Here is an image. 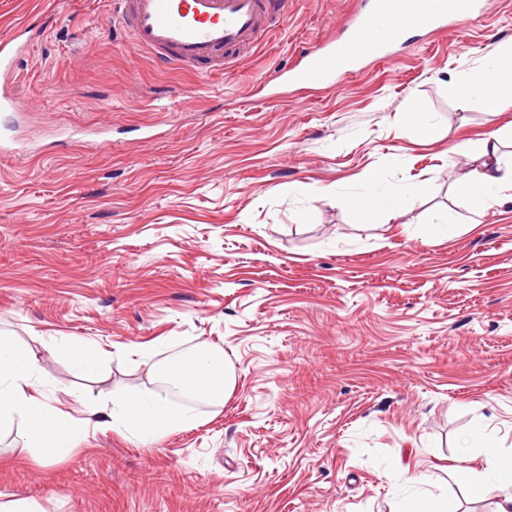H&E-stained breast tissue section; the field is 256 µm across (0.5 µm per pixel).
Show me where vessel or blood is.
Instances as JSON below:
<instances>
[{
  "label": "vessel or blood",
  "instance_id": "b4317fda",
  "mask_svg": "<svg viewBox=\"0 0 512 512\" xmlns=\"http://www.w3.org/2000/svg\"><path fill=\"white\" fill-rule=\"evenodd\" d=\"M388 4L389 0H362L335 38L279 67L275 98L295 87L334 88L368 61L391 60L400 51L413 49L410 32H437L485 12V0H405L394 14L392 28L383 33L377 21ZM112 14L136 51L206 77L230 72L274 26L270 0H113ZM27 46L17 33L0 39L1 74H12Z\"/></svg>",
  "mask_w": 512,
  "mask_h": 512
}]
</instances>
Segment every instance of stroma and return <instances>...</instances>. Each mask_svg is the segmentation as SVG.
Wrapping results in <instances>:
<instances>
[{
  "label": "stroma",
  "instance_id": "obj_1",
  "mask_svg": "<svg viewBox=\"0 0 512 512\" xmlns=\"http://www.w3.org/2000/svg\"><path fill=\"white\" fill-rule=\"evenodd\" d=\"M359 0H288L231 73L161 66L112 26L109 0H0V38L39 31L0 113V334L35 342L42 393L74 417L157 389L133 351L170 363L208 343L236 372L226 402L170 405L195 426L139 444L89 430L44 460L0 433V503L43 512H495L448 485L484 438L512 458V193L481 212L454 171L479 163L512 105L460 109L455 78L512 40V0L334 89L269 95L283 60L335 37ZM428 112L442 137L410 120ZM111 141L106 150L91 139ZM471 151L453 153L456 142ZM378 171L423 182L386 221L340 207ZM450 225L451 233L440 230ZM68 340L104 366L76 369Z\"/></svg>",
  "mask_w": 512,
  "mask_h": 512
}]
</instances>
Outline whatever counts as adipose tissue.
Returning a JSON list of instances; mask_svg holds the SVG:
<instances>
[{"instance_id": "adipose-tissue-1", "label": "adipose tissue", "mask_w": 512, "mask_h": 512, "mask_svg": "<svg viewBox=\"0 0 512 512\" xmlns=\"http://www.w3.org/2000/svg\"><path fill=\"white\" fill-rule=\"evenodd\" d=\"M456 84L461 104H468L475 97L486 112L499 111L505 101L512 100V42L501 46L481 67L458 74ZM502 146L501 133L490 132L480 145V166L456 182L457 194L471 210H481L493 196L512 190V169L504 163ZM365 182L367 196L341 197L338 205L356 214L377 213L390 220L407 198L428 190L426 184L420 183L385 192L380 190V177L374 172L366 174ZM142 356L153 362L158 377H172L177 386L201 401L223 402L235 383L233 367L224 364L206 345L173 368L154 363L152 350H143ZM40 371L35 349L0 336V431L23 421L25 447L41 451L49 459L70 451L92 428L109 429L148 443L196 422L194 414L173 410L161 390L134 392L110 403L101 402L89 409L86 418L79 419L37 394ZM449 478L455 487L468 488L477 496L490 482L512 490V461H504L498 448L488 442L478 455L477 466L452 471Z\"/></svg>"}]
</instances>
